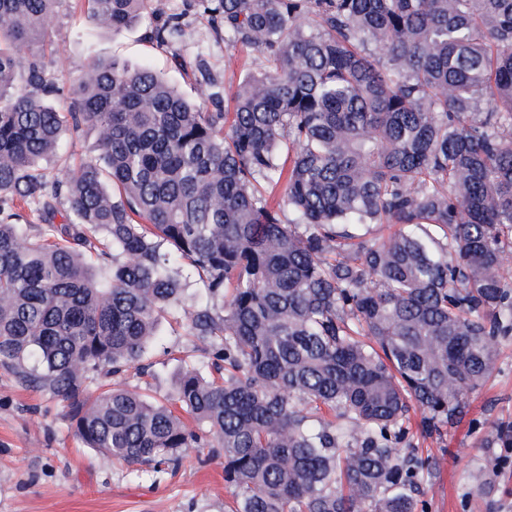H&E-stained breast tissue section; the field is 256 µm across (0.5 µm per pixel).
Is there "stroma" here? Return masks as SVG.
Listing matches in <instances>:
<instances>
[{
    "instance_id": "stroma-1",
    "label": "stroma",
    "mask_w": 512,
    "mask_h": 512,
    "mask_svg": "<svg viewBox=\"0 0 512 512\" xmlns=\"http://www.w3.org/2000/svg\"><path fill=\"white\" fill-rule=\"evenodd\" d=\"M168 8L185 14L186 35L173 45L150 40L149 21L115 35L93 24L74 0H58L45 43L34 47L45 79L62 87L76 78L78 65L118 59L151 67L192 99L198 62L206 63L225 96L256 71V52L241 47L234 70L225 71L224 45L214 40L208 19L185 12L183 0H168ZM183 320V310L168 315L147 355L148 374L128 371L129 385L160 399L182 365L208 371L198 342L183 334ZM501 420H512V337L499 344L492 376L469 395L465 418L441 437L412 429L413 444L438 461L424 487L428 512H512V450L504 449L502 469H484L487 447L474 428ZM231 504L224 464L210 449H191L173 472L108 461L70 431L59 400L22 387L0 368V512H228Z\"/></svg>"
}]
</instances>
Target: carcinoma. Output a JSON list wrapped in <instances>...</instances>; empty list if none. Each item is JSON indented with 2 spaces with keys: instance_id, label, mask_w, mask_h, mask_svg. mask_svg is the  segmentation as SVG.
Returning <instances> with one entry per match:
<instances>
[{
  "instance_id": "cac0c4a2",
  "label": "carcinoma",
  "mask_w": 512,
  "mask_h": 512,
  "mask_svg": "<svg viewBox=\"0 0 512 512\" xmlns=\"http://www.w3.org/2000/svg\"><path fill=\"white\" fill-rule=\"evenodd\" d=\"M56 2L0 0V366L108 460L214 449L233 512H426L410 412L446 434L512 335V0H184L260 56L230 112L117 60L47 83L26 48ZM77 3L185 35L165 0ZM87 129L98 157L48 178ZM193 274L215 375L183 367L164 402L112 382Z\"/></svg>"
}]
</instances>
